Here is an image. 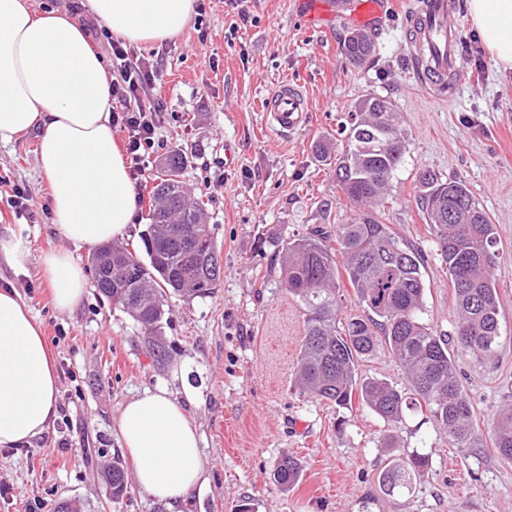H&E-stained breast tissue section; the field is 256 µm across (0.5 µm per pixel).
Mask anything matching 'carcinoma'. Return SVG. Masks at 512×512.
Here are the masks:
<instances>
[{
	"mask_svg": "<svg viewBox=\"0 0 512 512\" xmlns=\"http://www.w3.org/2000/svg\"><path fill=\"white\" fill-rule=\"evenodd\" d=\"M376 49L373 39L353 32L344 51L354 66L366 63ZM346 145L336 153V182L354 206L348 220L332 228L317 227L305 237L277 245L280 278L303 310L304 337L297 362L301 389L338 407L362 404L390 425L409 411H426L448 433L455 448H474L479 435L472 405L457 375L448 340L423 317V259L370 210L384 198L394 173L404 164L406 139L391 100L368 95L354 104L341 127ZM186 156L169 151L161 162L164 178L154 187L149 224L139 251L112 243V264L92 263L99 293L139 325L145 348L157 364L167 358L163 322L169 319L168 294L187 300L207 298L224 278L216 240L206 224L203 197L192 194L181 179ZM418 208L426 214L455 291L454 344L460 353L491 357L500 335V302L492 270L496 264L497 231L467 187L444 181L430 171L420 175ZM343 265H338L337 255ZM354 288L363 314L338 319L341 276ZM384 343L406 372L414 391L408 399L389 382L363 377L362 359ZM492 440L498 454L512 458V406L493 417ZM429 456L403 452L380 473L386 496L410 493L429 467ZM301 464L283 457L274 481L284 490L300 478ZM110 496L127 494L128 478L118 455L102 468Z\"/></svg>",
	"mask_w": 512,
	"mask_h": 512,
	"instance_id": "1",
	"label": "carcinoma"
}]
</instances>
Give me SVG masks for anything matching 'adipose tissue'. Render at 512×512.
Instances as JSON below:
<instances>
[{"mask_svg": "<svg viewBox=\"0 0 512 512\" xmlns=\"http://www.w3.org/2000/svg\"><path fill=\"white\" fill-rule=\"evenodd\" d=\"M89 11L128 44L180 34L195 0H87ZM483 46L512 70V0H465ZM112 77L80 21L34 16L27 0H0V144L39 133L37 164L50 188L54 229L77 246L128 234L137 220L135 189L112 132ZM41 272L57 309L87 292L84 269L65 250L45 253ZM58 382L39 324L13 287L0 290V447L29 444L56 413ZM118 440L139 486L166 504L184 502L206 482L207 463L187 408L166 389L149 390L119 413Z\"/></svg>", "mask_w": 512, "mask_h": 512, "instance_id": "ef3b65f1", "label": "adipose tissue"}]
</instances>
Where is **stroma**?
<instances>
[{"label":"stroma","instance_id":"obj_1","mask_svg":"<svg viewBox=\"0 0 512 512\" xmlns=\"http://www.w3.org/2000/svg\"><path fill=\"white\" fill-rule=\"evenodd\" d=\"M200 22L175 39L138 46L161 71L153 90L166 111L157 129L161 151L182 150V179L209 197L206 210L224 266L217 292L206 299L171 296L164 326L169 359L155 365L139 326L89 286L71 311L58 310L39 277V260L65 249L80 266L89 250L62 239L46 218L49 186L36 165L38 139L28 133L0 144V235L17 234L29 247L25 271L0 264V287L12 285L41 324L58 377L57 414L30 444L0 447V512H29L61 501L79 512H157L159 503L130 481L112 502L99 479L103 461L120 453L116 421L124 403L158 386L183 403L198 429L208 462L206 484L182 512H512V460L492 447L491 419L512 404V71L502 70L471 27L464 0H454L464 30L459 54L468 81L453 98L424 90L403 51L405 0H398L371 36L375 55L353 67L342 46L359 30L353 18L318 26L305 21L299 0H202ZM290 80L316 103L304 128L289 137L268 125L262 102ZM389 97L407 140L403 167L378 209L409 246L425 256V320L452 333L454 290L416 198L421 172L462 181L495 224V284L501 300L498 356L458 360L459 380L473 407L478 447H452L432 418L407 413L387 425L360 402L339 408L301 394L295 385L303 338L302 309L288 294L267 239L306 235L339 224L350 203L336 186L335 167L318 145L335 151L340 127L363 95ZM236 162L224 165V145ZM26 189L30 208L15 214L12 185ZM361 375L409 392L403 368L379 346L359 364ZM396 434L400 448L428 454L430 467L412 493L388 497L377 476ZM301 477L281 490L273 473L285 455Z\"/></svg>","mask_w":512,"mask_h":512}]
</instances>
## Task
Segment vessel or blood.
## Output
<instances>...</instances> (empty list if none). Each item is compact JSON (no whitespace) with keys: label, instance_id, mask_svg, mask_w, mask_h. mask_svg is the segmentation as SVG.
<instances>
[{"label":"vessel or blood","instance_id":"obj_1","mask_svg":"<svg viewBox=\"0 0 512 512\" xmlns=\"http://www.w3.org/2000/svg\"><path fill=\"white\" fill-rule=\"evenodd\" d=\"M452 0H423L419 10L410 11L407 47L413 73L419 83L433 92L454 96L466 80L458 52L462 30L453 20ZM312 98L298 83L278 82L266 98L269 125L283 137L291 136L314 111Z\"/></svg>","mask_w":512,"mask_h":512}]
</instances>
